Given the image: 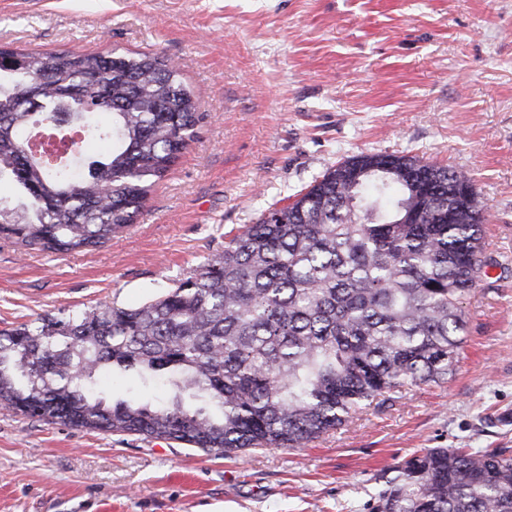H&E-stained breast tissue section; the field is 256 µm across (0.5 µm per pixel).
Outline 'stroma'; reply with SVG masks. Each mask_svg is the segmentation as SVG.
<instances>
[{"label": "stroma", "instance_id": "35a3bbf8", "mask_svg": "<svg viewBox=\"0 0 512 512\" xmlns=\"http://www.w3.org/2000/svg\"><path fill=\"white\" fill-rule=\"evenodd\" d=\"M0 45L178 65L204 121L134 224L79 253L0 239V328L164 294L355 155L470 175L489 267L447 380L300 448L220 457L0 409V512H367L422 448H512V0H0Z\"/></svg>", "mask_w": 512, "mask_h": 512}]
</instances>
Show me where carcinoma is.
I'll list each match as a JSON object with an SVG mask.
<instances>
[{
    "instance_id": "1",
    "label": "carcinoma",
    "mask_w": 512,
    "mask_h": 512,
    "mask_svg": "<svg viewBox=\"0 0 512 512\" xmlns=\"http://www.w3.org/2000/svg\"><path fill=\"white\" fill-rule=\"evenodd\" d=\"M205 119L171 61L0 47V238L51 253L132 224ZM84 135L82 177L61 156ZM463 172L352 156L247 225L165 295L0 331V407L36 421L175 440L218 456L298 448L366 405L448 376L484 266ZM178 395L114 398V375ZM368 512H512L507 448H422Z\"/></svg>"
}]
</instances>
